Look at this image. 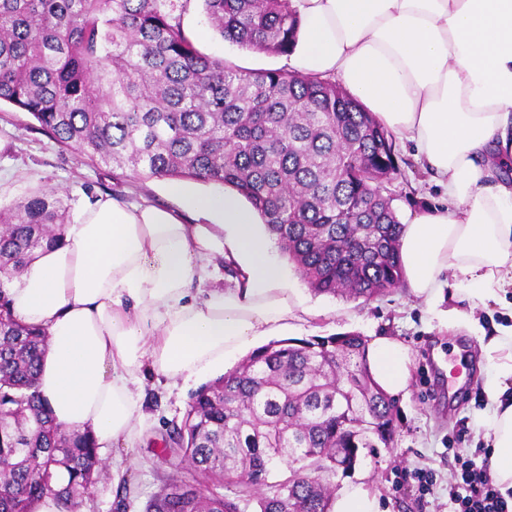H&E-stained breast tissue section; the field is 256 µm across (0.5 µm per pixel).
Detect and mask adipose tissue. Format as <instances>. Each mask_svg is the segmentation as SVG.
Here are the masks:
<instances>
[{
    "label": "adipose tissue",
    "instance_id": "obj_1",
    "mask_svg": "<svg viewBox=\"0 0 512 512\" xmlns=\"http://www.w3.org/2000/svg\"><path fill=\"white\" fill-rule=\"evenodd\" d=\"M299 18L289 63L331 77L393 133L411 142L439 206L409 216L400 240L412 292L447 324L477 329L474 309L512 288V0H290ZM183 210L103 195L74 209L61 243L0 280L13 315L43 329L38 392L56 424L109 448L134 445L147 373L185 381L223 369L266 337L287 334L303 307L284 261L234 192L169 186ZM242 282L205 297L215 258ZM451 283L442 281V274ZM466 300L470 314L443 308ZM496 377L481 414L489 466L512 489V328L482 343ZM367 368L389 395L406 390L409 352L377 336Z\"/></svg>",
    "mask_w": 512,
    "mask_h": 512
}]
</instances>
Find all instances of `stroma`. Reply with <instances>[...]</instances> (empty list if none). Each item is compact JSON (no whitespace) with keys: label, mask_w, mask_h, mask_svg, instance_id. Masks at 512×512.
Returning a JSON list of instances; mask_svg holds the SVG:
<instances>
[{"label":"stroma","mask_w":512,"mask_h":512,"mask_svg":"<svg viewBox=\"0 0 512 512\" xmlns=\"http://www.w3.org/2000/svg\"><path fill=\"white\" fill-rule=\"evenodd\" d=\"M185 33L200 52L252 70L284 68V56H255L220 35L199 38L207 19L200 0H190L182 16ZM400 173L391 183L398 219L435 206L440 194L414 158V147L394 143ZM167 179L136 177L84 158L58 144L26 112L0 105V210L10 209L30 191L53 189L68 205L88 194H107L131 202H150L179 209V199L167 190ZM288 279L309 311L305 322L289 331L292 341L353 332L365 337L385 335L402 342L410 353V379L397 397L395 433L390 449L366 458L354 474L338 479L339 487L366 483L381 512H449L448 490L455 482L457 456L487 445L480 414L487 403L485 384L495 371L480 354L481 339L465 328L442 326L423 298L400 285L370 301L346 300L311 291L295 266ZM460 376L459 394L449 395V376ZM196 382L169 387L155 376L143 383L142 404L147 415L141 438L133 447L100 450L104 462L122 457L123 469L106 472L83 501L84 512H143L174 473L175 453L165 450L168 435L182 427L188 403L199 390ZM431 471V494L418 496L411 484L399 483V469Z\"/></svg>","instance_id":"35a3bbf8"}]
</instances>
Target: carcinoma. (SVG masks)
Returning <instances> with one entry per match:
<instances>
[{
	"label": "carcinoma",
	"instance_id": "carcinoma-1",
	"mask_svg": "<svg viewBox=\"0 0 512 512\" xmlns=\"http://www.w3.org/2000/svg\"><path fill=\"white\" fill-rule=\"evenodd\" d=\"M202 2L231 43L292 52L289 0ZM189 3L0 0V103L97 164L237 192L316 294L397 287L394 134L329 79L202 54L182 26ZM67 223L45 189L0 211V272L20 273ZM46 349V332L19 322L0 290V512H33L47 494L79 512L102 472L90 435L56 425L38 395ZM365 355L352 333L274 341L201 388L171 438L191 479L170 480L144 512H331L333 479L395 430L396 399Z\"/></svg>",
	"mask_w": 512,
	"mask_h": 512
}]
</instances>
